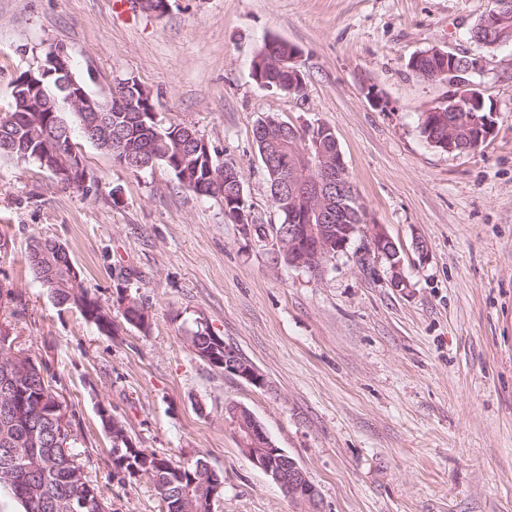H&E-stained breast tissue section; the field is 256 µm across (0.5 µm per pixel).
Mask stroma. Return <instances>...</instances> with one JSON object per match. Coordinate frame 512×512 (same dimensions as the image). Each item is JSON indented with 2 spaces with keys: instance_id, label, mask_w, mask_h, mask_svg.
I'll use <instances>...</instances> for the list:
<instances>
[{
  "instance_id": "1",
  "label": "stroma",
  "mask_w": 512,
  "mask_h": 512,
  "mask_svg": "<svg viewBox=\"0 0 512 512\" xmlns=\"http://www.w3.org/2000/svg\"><path fill=\"white\" fill-rule=\"evenodd\" d=\"M493 0H0V108L14 79L63 45L100 98L133 79L163 125L192 128L243 174L251 220L224 217L164 165L134 172L82 137L96 181L63 186L0 158V327L44 368L74 430L73 453L110 512H162L147 477L115 473L105 405L136 447L224 476L211 512H512V47L471 74L494 134L451 154L420 132L445 85L408 60L432 47L473 55L468 30ZM300 51L302 93L256 83L269 38ZM275 116L335 131L359 205L400 249L405 289L357 233L323 275L288 266L253 140ZM120 202H113L112 191ZM69 250L107 307L127 287L151 316L99 331L56 304L29 245ZM265 375L254 388L196 355L197 326ZM246 406L305 470L317 507L288 497L242 452L224 419Z\"/></svg>"
}]
</instances>
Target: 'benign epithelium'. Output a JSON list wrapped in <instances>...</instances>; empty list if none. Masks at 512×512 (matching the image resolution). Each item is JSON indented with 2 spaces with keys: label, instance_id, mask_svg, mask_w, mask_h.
I'll return each instance as SVG.
<instances>
[{
  "label": "benign epithelium",
  "instance_id": "benign-epithelium-1",
  "mask_svg": "<svg viewBox=\"0 0 512 512\" xmlns=\"http://www.w3.org/2000/svg\"><path fill=\"white\" fill-rule=\"evenodd\" d=\"M481 47L497 50L503 46H512V3L503 0L500 7L480 22ZM299 50L289 45L284 50L265 60L269 68L286 79L276 77L272 80L256 77L258 83L267 86L271 81L277 89L285 92H297L303 85L300 70L296 67ZM489 62V56L478 55L467 59L465 68L457 67L455 53L435 48L419 53L413 58L412 70L422 79L439 82L450 87L447 101L454 102L462 97L465 88L471 82L460 78L462 74L481 71ZM39 71L47 76H55L56 94L43 91L36 95L28 91V86L39 85L30 71L13 84L10 110L0 114V119L15 121L16 114L27 112H58L69 110L76 113L96 112L97 124L84 128L91 142L106 152L116 150L120 155L115 160L128 169H144L155 163L147 162L129 154L124 148V133L112 130L109 125L112 101L103 102L93 96L86 85L77 78L72 70L71 59L62 46L49 48L48 56ZM141 85H133L127 80L120 83L114 96L126 112H142L147 105L145 95L138 94ZM484 99L471 98L466 101L470 107V129L474 134L468 144L455 143L451 128H446L444 138L432 140L433 145L445 151H458L462 154L476 151L494 133L491 121L478 112L483 109ZM264 136L265 151L263 162L270 176L272 200L284 212H289L292 223L284 225L275 247L281 249L289 258V265L318 274L324 269L325 260L335 252L342 251L351 236L361 230L359 224H338L334 203L342 198H355L349 173L339 150L332 126L327 123L294 126L279 120L265 121L260 130ZM70 131L46 128L39 134V146L34 154L42 165L48 167L57 176V181L72 187L85 188L93 177L88 172L82 156L68 140ZM218 188V195L229 197L224 204L226 219L241 222L248 217L247 200L243 190V175L232 164L219 162L217 170L211 172ZM368 249L377 258L389 263L391 285L395 288L409 287L408 281L400 272L399 251L392 238L381 225L374 224L368 233ZM196 354L211 366L224 369V373L234 375L247 383L264 388L265 376L253 365L237 361L225 348L223 341L215 339L208 349L197 348ZM37 368L36 362L20 353L11 352L0 359V389L13 388ZM233 418V427L241 450L252 464L270 476L288 494V497L311 506L316 505V492L310 484L305 470L288 456L283 449L276 447L264 427L253 413L241 404L225 407ZM105 432L112 440L114 452L121 453V442L128 440L122 423L111 413H104ZM53 427L55 441H71V424L61 416L48 415ZM222 486L202 483L195 492L182 494V512H201L199 504L213 503L221 495Z\"/></svg>",
  "mask_w": 512,
  "mask_h": 512
}]
</instances>
